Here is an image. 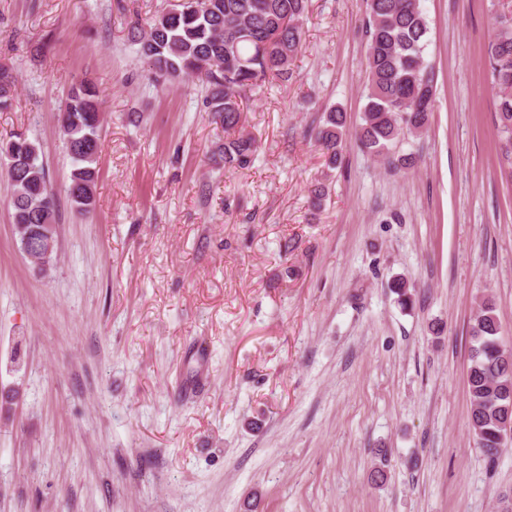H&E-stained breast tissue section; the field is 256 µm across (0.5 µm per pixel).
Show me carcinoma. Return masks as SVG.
I'll use <instances>...</instances> for the list:
<instances>
[{
  "label": "carcinoma",
  "instance_id": "carcinoma-1",
  "mask_svg": "<svg viewBox=\"0 0 512 512\" xmlns=\"http://www.w3.org/2000/svg\"><path fill=\"white\" fill-rule=\"evenodd\" d=\"M308 0H187L182 9L159 14L147 31L131 33L153 82L165 85L186 75L201 77L205 107L224 127V168L246 169L258 158L259 143L244 129V100L268 81L286 83L304 45L303 17ZM366 104L356 141L381 164L408 168L409 156H394L408 136L420 138L434 111L436 87L425 61L429 26L420 0H367ZM490 81L497 90L499 133L512 161V19L502 18L487 46ZM16 76L0 68V110L12 106ZM61 127L73 170L67 194L79 212L94 204L102 152L99 90L90 80L74 83ZM342 108L324 112L314 129L327 169L337 168L345 145ZM12 187L13 222L24 225L27 251H36L41 229L56 224L54 194L36 143L25 135L0 146ZM468 386L470 422L476 447L490 462L508 443L501 441L502 395L512 386L505 367L507 347L495 305L485 299L470 324Z\"/></svg>",
  "mask_w": 512,
  "mask_h": 512
}]
</instances>
